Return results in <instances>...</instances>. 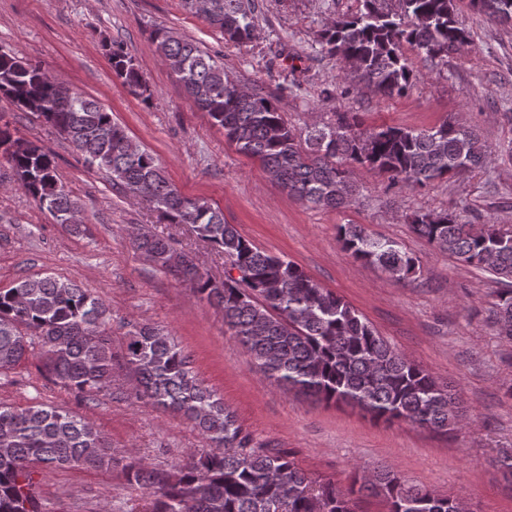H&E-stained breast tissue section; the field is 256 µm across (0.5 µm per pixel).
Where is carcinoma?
<instances>
[{
    "instance_id": "carcinoma-1",
    "label": "carcinoma",
    "mask_w": 512,
    "mask_h": 512,
    "mask_svg": "<svg viewBox=\"0 0 512 512\" xmlns=\"http://www.w3.org/2000/svg\"><path fill=\"white\" fill-rule=\"evenodd\" d=\"M380 0H361L359 11L325 29L321 52L353 63V78L391 96L417 81L401 47L434 61L471 43L458 20L459 0H398L383 11ZM202 19L242 44L255 26L254 0H209ZM490 19L512 25V0H469ZM161 61L178 78L192 106L206 113L236 150L257 159L268 176L302 204L344 209L360 189L348 165L384 173L394 184L417 190L490 163L479 136L446 120L427 130L386 127L367 131L355 112L301 134L269 98L241 95L218 57L197 42L158 27L151 33ZM115 74L149 99L143 73L122 49L107 46ZM0 96L57 130L89 167L108 174L112 187L145 192L166 224H187L196 238L225 258L224 279L200 271L194 255L150 233L130 236L132 248L188 283L224 313L230 336L277 386L327 404L344 403L376 420L406 422L446 435L465 418L457 389L409 360L378 334L352 305L322 287L297 263L258 248L224 220L221 208L188 198L164 174L159 159L128 151L125 129L97 100L63 96L44 69L0 51ZM0 152L18 186L55 221L78 236L72 221L81 206L57 174L55 154L0 128ZM414 232L456 261L486 270L505 287L496 294L499 335L512 340V231L477 230L454 212L417 211ZM337 238L354 260L396 273L402 282L418 259L395 241L362 224H340ZM112 315L99 296L59 276H32L0 290V375L21 367L38 349L57 383L87 401L112 398L117 372L134 379L131 395L184 416L205 441L170 471L127 465V479L145 490L146 512H360L361 497L374 495L387 512H450L453 497L435 494L380 466L368 482L342 491L330 480L309 477L284 451L256 447L224 399L194 373L177 340L148 324H132L121 351L112 347ZM119 463L112 443L86 418L44 404L0 403V512H40L34 475L38 465L110 469Z\"/></svg>"
}]
</instances>
